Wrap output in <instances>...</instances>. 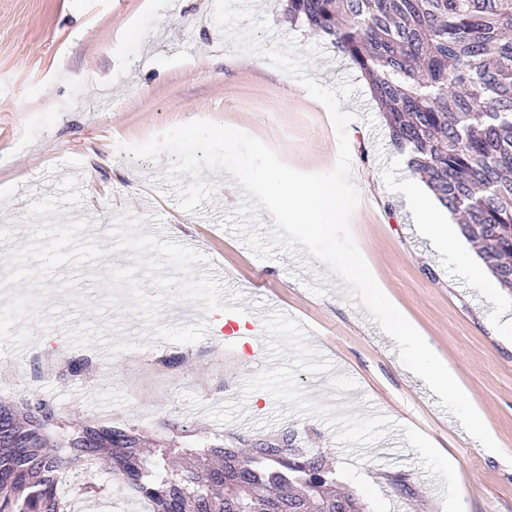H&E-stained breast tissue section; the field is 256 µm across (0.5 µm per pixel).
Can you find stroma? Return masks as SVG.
Masks as SVG:
<instances>
[{
	"label": "stroma",
	"mask_w": 512,
	"mask_h": 512,
	"mask_svg": "<svg viewBox=\"0 0 512 512\" xmlns=\"http://www.w3.org/2000/svg\"><path fill=\"white\" fill-rule=\"evenodd\" d=\"M271 23L259 53L214 20V0H0V400L42 398L64 423L113 422L186 448L294 432L327 455L369 512H512V292L433 251L404 209L412 175L367 82L326 37L289 22L284 0H251ZM316 44L306 73L356 90L345 103L354 179L369 203L351 232L390 298L454 367L499 445L493 455L448 418L439 398L342 281L303 253L258 258L221 228L241 195L203 171L213 202L182 210L163 192L170 155L122 158L207 119L266 143L302 172L333 168L329 113L264 51ZM53 172L45 181L44 172ZM223 267V281L205 267ZM324 281H317V274ZM263 315L234 338L209 332L226 304ZM182 356L168 387L164 358ZM90 359L83 378L69 358ZM453 457L455 473L439 468ZM108 493L62 496L76 512H147L104 475Z\"/></svg>",
	"instance_id": "1"
}]
</instances>
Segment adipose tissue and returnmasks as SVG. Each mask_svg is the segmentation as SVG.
Listing matches in <instances>:
<instances>
[{
    "label": "adipose tissue",
    "mask_w": 512,
    "mask_h": 512,
    "mask_svg": "<svg viewBox=\"0 0 512 512\" xmlns=\"http://www.w3.org/2000/svg\"><path fill=\"white\" fill-rule=\"evenodd\" d=\"M401 195L407 211L416 223L422 224L433 248L448 255L458 267L471 269L472 258L460 242L457 225L448 220L437 203L413 182L402 187Z\"/></svg>",
    "instance_id": "adipose-tissue-1"
}]
</instances>
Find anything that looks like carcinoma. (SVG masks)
I'll return each instance as SVG.
<instances>
[{
	"label": "carcinoma",
	"mask_w": 512,
	"mask_h": 512,
	"mask_svg": "<svg viewBox=\"0 0 512 512\" xmlns=\"http://www.w3.org/2000/svg\"><path fill=\"white\" fill-rule=\"evenodd\" d=\"M288 21L329 37L368 81L391 142L512 288V0H287ZM41 398L0 401V512H70L58 486L90 494L109 472L151 512H363L329 488L320 452L290 434L245 452L142 447L138 430L85 424L58 435Z\"/></svg>",
	"instance_id": "1"
}]
</instances>
